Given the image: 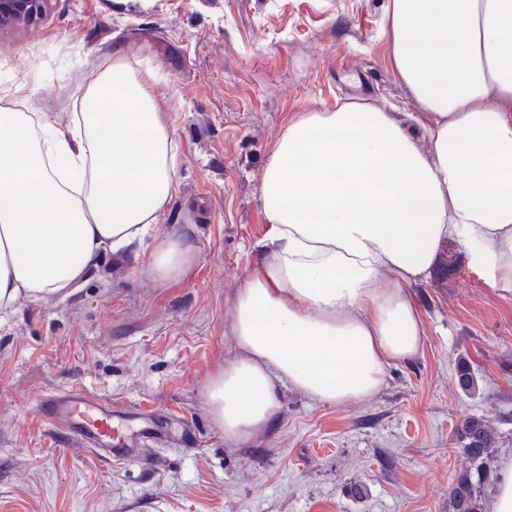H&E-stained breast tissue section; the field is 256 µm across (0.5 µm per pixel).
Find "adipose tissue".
<instances>
[{
  "instance_id": "adipose-tissue-1",
  "label": "adipose tissue",
  "mask_w": 512,
  "mask_h": 512,
  "mask_svg": "<svg viewBox=\"0 0 512 512\" xmlns=\"http://www.w3.org/2000/svg\"><path fill=\"white\" fill-rule=\"evenodd\" d=\"M396 78L429 146L362 103L292 117L259 187L268 232L228 313L239 358L205 385L225 437L274 418L277 386L332 403L381 387L421 350L410 289L456 242L486 283L512 288V0H389ZM0 99V315L68 295L106 252L141 242L175 191L177 144L147 79L97 73L72 122ZM196 248L158 236L155 280Z\"/></svg>"
}]
</instances>
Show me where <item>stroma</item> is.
I'll return each mask as SVG.
<instances>
[{
  "instance_id": "stroma-1",
  "label": "stroma",
  "mask_w": 512,
  "mask_h": 512,
  "mask_svg": "<svg viewBox=\"0 0 512 512\" xmlns=\"http://www.w3.org/2000/svg\"><path fill=\"white\" fill-rule=\"evenodd\" d=\"M387 6L52 0L37 23L0 31V95L28 78L32 110L52 119L77 111L112 59L157 69L149 91L177 143L157 230L197 250L186 277L160 283L146 237L103 255L67 297L0 318V512H450L449 489L472 468L464 417L497 433L489 473L512 455V292L487 286L452 242L412 286L423 349L390 364L373 396L336 404L279 388L273 423L245 440L226 438L205 403L206 381L238 356L228 308L267 233L258 190L289 119L353 101L424 133L392 70ZM74 385L162 409L197 442L150 439L131 460L102 461L38 414Z\"/></svg>"
}]
</instances>
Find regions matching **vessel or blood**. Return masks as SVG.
<instances>
[{"label": "vessel or blood", "instance_id": "1", "mask_svg": "<svg viewBox=\"0 0 512 512\" xmlns=\"http://www.w3.org/2000/svg\"><path fill=\"white\" fill-rule=\"evenodd\" d=\"M38 413L57 433L80 438L96 455L111 462L133 457L145 438L165 432L169 425L165 413L155 410L149 430L134 429L132 413L81 388L45 397Z\"/></svg>", "mask_w": 512, "mask_h": 512}]
</instances>
